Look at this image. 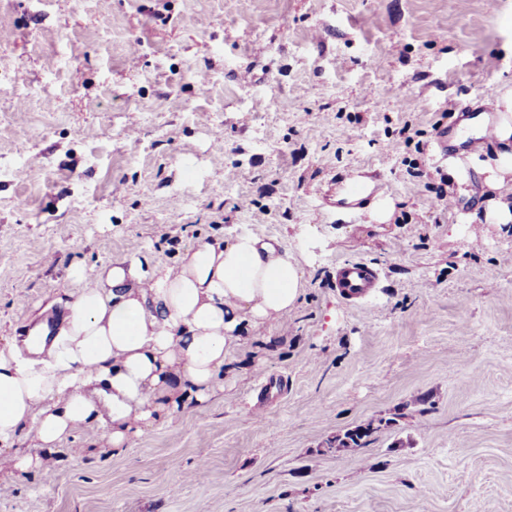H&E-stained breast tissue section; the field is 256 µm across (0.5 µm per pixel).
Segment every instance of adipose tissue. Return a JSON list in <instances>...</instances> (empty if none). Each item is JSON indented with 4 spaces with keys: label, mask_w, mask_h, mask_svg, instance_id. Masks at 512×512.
<instances>
[{
    "label": "adipose tissue",
    "mask_w": 512,
    "mask_h": 512,
    "mask_svg": "<svg viewBox=\"0 0 512 512\" xmlns=\"http://www.w3.org/2000/svg\"><path fill=\"white\" fill-rule=\"evenodd\" d=\"M489 106L500 119L490 187L512 175V88ZM49 348L36 359L0 348V472H27L39 456L9 453L21 433L55 448L77 428L92 430L113 454L185 403L210 399L241 338L288 316L305 287L292 255L274 240L240 234L230 243L199 240L177 266L144 274L137 258L88 274Z\"/></svg>",
    "instance_id": "obj_1"
}]
</instances>
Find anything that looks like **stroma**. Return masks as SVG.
Listing matches in <instances>:
<instances>
[{"label":"stroma","instance_id":"obj_1","mask_svg":"<svg viewBox=\"0 0 512 512\" xmlns=\"http://www.w3.org/2000/svg\"><path fill=\"white\" fill-rule=\"evenodd\" d=\"M507 88L512 0H0V346L65 310L73 270L173 266L201 238L276 239L306 281L244 325L207 402L120 456L85 429L40 449L0 512H512V223L487 221L506 192L479 169L498 145L435 143L448 106ZM359 174L387 223L337 213ZM356 257L382 279L354 304L332 276ZM264 376L284 392L260 424Z\"/></svg>","mask_w":512,"mask_h":512}]
</instances>
